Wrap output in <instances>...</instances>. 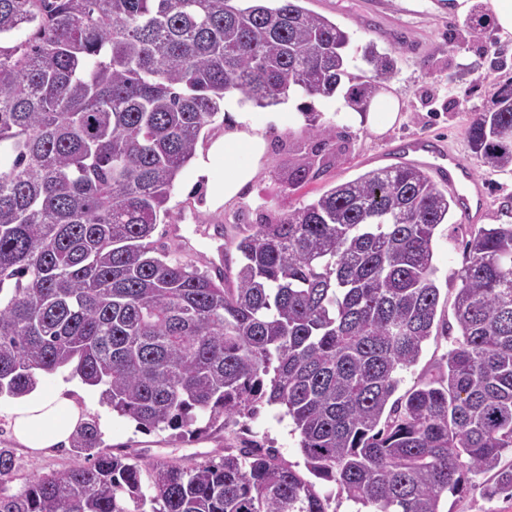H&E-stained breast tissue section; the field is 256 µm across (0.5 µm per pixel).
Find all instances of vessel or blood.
<instances>
[{"label":"vessel or blood","mask_w":512,"mask_h":512,"mask_svg":"<svg viewBox=\"0 0 512 512\" xmlns=\"http://www.w3.org/2000/svg\"><path fill=\"white\" fill-rule=\"evenodd\" d=\"M414 157L431 167L438 176L447 178L457 191L464 205L465 214L480 211L485 193L475 180L472 171L457 156L441 151L440 147L425 140H417L408 147Z\"/></svg>","instance_id":"b4317fda"}]
</instances>
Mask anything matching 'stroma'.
I'll list each match as a JSON object with an SVG mask.
<instances>
[{
	"instance_id": "35a3bbf8",
	"label": "stroma",
	"mask_w": 512,
	"mask_h": 512,
	"mask_svg": "<svg viewBox=\"0 0 512 512\" xmlns=\"http://www.w3.org/2000/svg\"><path fill=\"white\" fill-rule=\"evenodd\" d=\"M304 6L347 31L352 47L372 42L396 59V71L384 88L399 98L401 122L384 135L374 134L358 123L341 89L330 97L293 95L279 106L257 109L240 95H228L223 111L201 135L197 148L206 150L210 142L223 136L234 113L253 112L265 122L269 142L256 179L235 202L212 209L206 204V182L221 180L224 167L215 165L205 177L196 163H189L174 182L170 216L157 226L154 236L166 243L170 257L211 274L223 270L224 283L231 288L241 263L236 242L248 225L271 223L334 185L372 169L403 163V155L396 150L401 141L426 136L442 140L446 149L472 167L486 193V204L469 219L455 211L451 223L435 231L434 262L440 288L437 317L442 326L430 337L418 362L399 371L398 390L403 393L427 379L452 347L454 334L449 327L458 286L455 273L462 265L470 226L512 224V171L484 166L467 139L474 113L494 111L499 91L512 83V39L501 40L493 26L480 37H472L456 0H305ZM307 103L313 104L320 124L335 129L336 139L329 145H322L311 129L302 111ZM307 165L315 171V178L304 187L290 188L289 172ZM39 385L48 392L68 388L87 415L97 418L103 447L115 454L131 451L145 462L193 466L220 461L225 449L257 442L274 448L280 460L295 470L305 469L299 437L291 420L282 417L276 406L263 407L256 415L222 428L208 427L206 419H198L202 433L189 439L168 428L138 429L132 419L112 413L93 397L90 386L67 370L40 375ZM14 404L13 397L0 394V448L13 449L17 459L13 488H20L34 474L79 464V457L67 448L34 451L19 444L8 430ZM486 482V477H477L462 495L444 501V512H512V497H487Z\"/></svg>"
}]
</instances>
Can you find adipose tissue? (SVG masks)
I'll list each match as a JSON object with an SVG mask.
<instances>
[{
    "label": "adipose tissue",
    "mask_w": 512,
    "mask_h": 512,
    "mask_svg": "<svg viewBox=\"0 0 512 512\" xmlns=\"http://www.w3.org/2000/svg\"><path fill=\"white\" fill-rule=\"evenodd\" d=\"M265 127L251 113H235L222 138L214 141L197 165L208 173L216 163H223L224 177L208 186V203L218 208L234 201L253 181L267 153ZM82 418V411L63 391L52 393L32 389L20 397L13 412L16 438L26 447L41 450L68 444Z\"/></svg>",
    "instance_id": "obj_1"
}]
</instances>
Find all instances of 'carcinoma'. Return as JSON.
Instances as JSON below:
<instances>
[{
    "label": "carcinoma",
    "mask_w": 512,
    "mask_h": 512,
    "mask_svg": "<svg viewBox=\"0 0 512 512\" xmlns=\"http://www.w3.org/2000/svg\"><path fill=\"white\" fill-rule=\"evenodd\" d=\"M301 0H0V392L71 369L145 431L180 436L279 406L307 470L366 512H443L473 477L512 493V224L465 242L457 335L396 398L432 336L433 238L455 197L395 165L336 185L236 243L234 288L151 240L202 132L237 93L362 111L396 60ZM471 151L512 167V89L477 112ZM19 490L0 448V512H329L331 496L260 447L184 467L100 448Z\"/></svg>",
    "instance_id": "obj_1"
}]
</instances>
